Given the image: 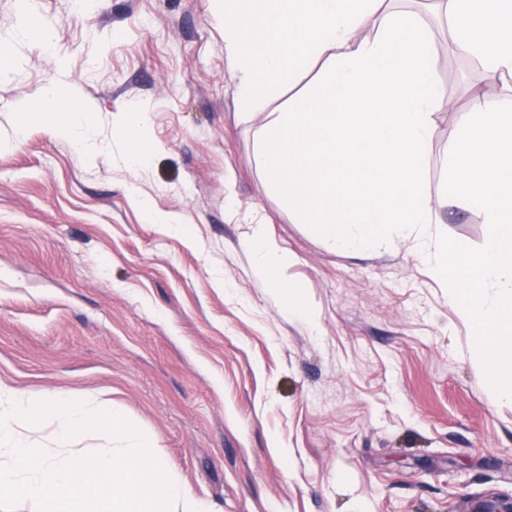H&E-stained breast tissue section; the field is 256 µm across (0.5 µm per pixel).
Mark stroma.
Returning a JSON list of instances; mask_svg holds the SVG:
<instances>
[{"instance_id": "1", "label": "stroma", "mask_w": 512, "mask_h": 512, "mask_svg": "<svg viewBox=\"0 0 512 512\" xmlns=\"http://www.w3.org/2000/svg\"><path fill=\"white\" fill-rule=\"evenodd\" d=\"M35 0L56 59L0 0V385L97 396L150 431L212 512H469L512 500V401L487 391L472 330L403 234L378 254L333 250L269 190L239 119L211 0ZM437 113L428 179L450 189L446 147L484 71L455 67L431 22ZM61 90L108 149L57 137L37 111ZM147 113L158 152L128 170L114 125ZM140 194L187 229L149 223ZM237 218H229V209ZM295 256L283 271L319 316L288 314L252 277L254 210ZM433 231L479 251L481 213L440 208Z\"/></svg>"}]
</instances>
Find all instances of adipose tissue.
<instances>
[{"instance_id": "adipose-tissue-1", "label": "adipose tissue", "mask_w": 512, "mask_h": 512, "mask_svg": "<svg viewBox=\"0 0 512 512\" xmlns=\"http://www.w3.org/2000/svg\"><path fill=\"white\" fill-rule=\"evenodd\" d=\"M448 38L493 74L512 77V0H436ZM224 28L228 76L244 118L279 98L294 60L320 70L315 88L254 133L253 155L300 223L317 225L334 250L390 248L393 227L472 328L470 351L491 396L512 400V114L475 94L465 131L448 144L454 190L446 205L482 213L484 244L473 253L433 238L427 170L435 115L448 100L434 75L427 27L391 0H214ZM251 215L252 273L288 311L317 326L315 310L282 276L293 256Z\"/></svg>"}]
</instances>
